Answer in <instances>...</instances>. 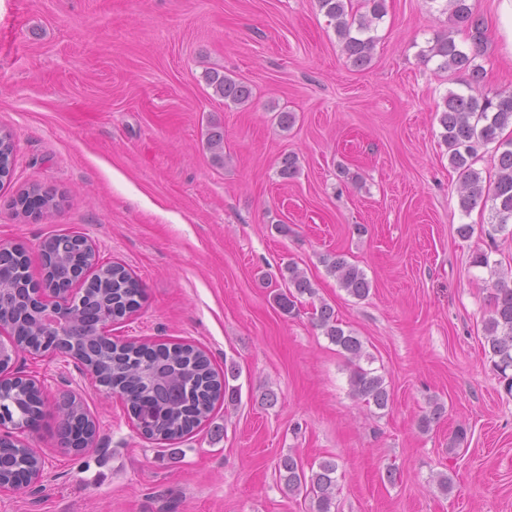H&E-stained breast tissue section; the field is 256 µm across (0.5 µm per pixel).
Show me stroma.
Wrapping results in <instances>:
<instances>
[{
  "label": "stroma",
  "instance_id": "35a3bbf8",
  "mask_svg": "<svg viewBox=\"0 0 512 512\" xmlns=\"http://www.w3.org/2000/svg\"><path fill=\"white\" fill-rule=\"evenodd\" d=\"M468 3L487 36L479 91L511 90L497 0ZM386 10L357 68L317 0H0V128L15 141L0 244L23 246L37 277L47 238L83 232L145 290L113 337L198 345L217 370L236 367L240 391L173 447L64 359H21L45 382L22 437L46 477L39 492L0 494V512H311L279 478L290 454L337 461V512H512V395L483 350L493 278L472 264L485 252L512 272V236L479 232L489 209L460 211L435 116L458 75L419 57L436 33H464L441 0ZM208 70L248 83L250 102L215 98ZM213 122L220 165L206 148ZM288 155L299 173L285 180ZM34 183L61 196L52 216L10 209ZM336 253L364 271L366 299L327 272ZM291 261L315 293L289 315L275 298ZM324 302L363 341L388 409L351 394L350 363L314 324ZM66 398L98 424L79 455L60 443Z\"/></svg>",
  "mask_w": 512,
  "mask_h": 512
}]
</instances>
